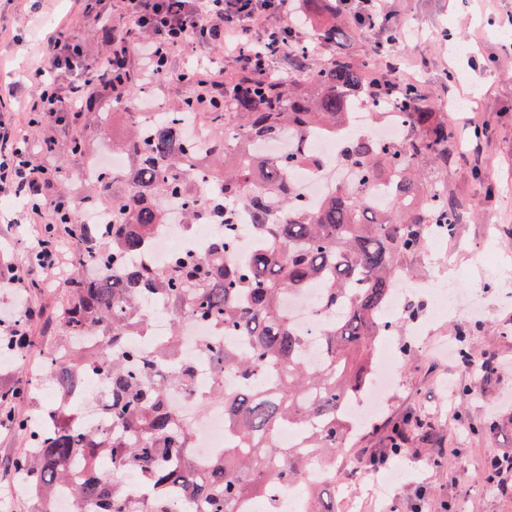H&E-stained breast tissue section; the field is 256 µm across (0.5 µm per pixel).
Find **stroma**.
I'll return each instance as SVG.
<instances>
[{"label": "stroma", "instance_id": "obj_1", "mask_svg": "<svg viewBox=\"0 0 512 512\" xmlns=\"http://www.w3.org/2000/svg\"><path fill=\"white\" fill-rule=\"evenodd\" d=\"M84 0H45L33 10L30 0H0V82L25 80L24 49L57 29L75 37L86 55L109 52L97 25L120 23L121 0H99L98 14L83 11ZM389 23L397 24L404 41L392 51L421 85L428 98L450 119L467 116L489 126L488 139L468 137L449 143L448 165L439 177L457 204L456 265H449L434 245L406 258L405 266L420 288L411 306L415 319L405 321L392 342L401 350L399 385L390 401L373 414L347 444L336 464V512H512V469L493 472L492 456L512 455V279L499 278L497 266L512 268V0H391ZM108 96L94 99L75 126H37L33 140L51 138L55 147L43 163L63 176L64 196L84 211L87 187L81 180L86 156L74 153L82 139L91 153L111 148L102 133L99 113L114 110ZM488 175L495 187L485 194L478 178ZM15 210L13 196L0 191V278L18 276V284L0 288V307L12 319L24 320L28 307L41 311L28 324L30 335L61 339L57 314L68 294L74 268L53 277L35 266L27 254L42 224L6 223ZM498 245L497 264L480 265L473 248L486 231ZM454 277L459 296L479 311L458 333L453 320L431 321L430 284ZM454 343L471 354L470 363L447 357L441 345ZM491 371H481L483 362ZM421 417L425 427L409 434L401 454L385 467H372L383 453L393 424L403 416ZM29 446L25 432L0 429V493L9 496L8 512H27L26 495L16 493L12 461ZM398 468L401 481L377 505H368L372 478Z\"/></svg>", "mask_w": 512, "mask_h": 512}]
</instances>
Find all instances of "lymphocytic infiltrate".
<instances>
[{"instance_id":"f902f5d3","label":"lymphocytic infiltrate","mask_w":512,"mask_h":512,"mask_svg":"<svg viewBox=\"0 0 512 512\" xmlns=\"http://www.w3.org/2000/svg\"><path fill=\"white\" fill-rule=\"evenodd\" d=\"M288 4L289 0H122L124 22L111 32V51L93 57L86 56L71 36L46 33L38 46L40 64L33 74L36 90L26 127H0V190L23 200L16 223L31 224L42 216L39 201L50 197L56 180L37 159L38 153H50L54 143L46 140L40 150H33L30 128L76 122L90 89L103 94L111 90L114 68L123 57H137L143 80L166 74L179 81L187 75L212 97L224 93V70L203 54L204 45L221 47L225 60L239 70L252 72L261 65L266 75H274L273 60L291 50L278 37L283 24L292 20ZM178 53L185 56L186 65L174 71L170 63ZM88 72L94 74L95 85L84 82Z\"/></svg>"}]
</instances>
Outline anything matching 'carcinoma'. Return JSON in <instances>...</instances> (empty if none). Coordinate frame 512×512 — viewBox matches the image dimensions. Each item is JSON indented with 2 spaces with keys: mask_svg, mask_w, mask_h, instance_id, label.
Wrapping results in <instances>:
<instances>
[{
  "mask_svg": "<svg viewBox=\"0 0 512 512\" xmlns=\"http://www.w3.org/2000/svg\"><path fill=\"white\" fill-rule=\"evenodd\" d=\"M288 32L298 38L287 59L288 80L242 73L227 65L224 106L204 100L185 84L192 115L234 133L209 136L205 144L184 135L183 108L142 110L150 86L136 81L126 64L117 88V106L127 122L118 148L129 158L120 175L97 172L88 183L100 207L112 211L108 237L89 235L78 212L62 220L83 242L81 263L90 270L70 283L59 311L66 344L41 346L45 379L64 394L46 427L29 426L10 410L35 383L0 386V428L25 431L31 448L14 468L31 490L28 512H52L65 484L77 487L80 512H169L177 485L203 502L204 512H249L248 505L273 485L301 490L297 512H335L331 495L336 456L347 445L348 424L341 413L373 363L375 340L395 330L384 317L395 291L401 261L420 251L435 224L456 230V207L435 173L448 165V116L436 111L418 84L383 67L386 42L357 59L341 52L350 39L343 17L334 20L331 0H306ZM319 45L328 58L317 63L307 48ZM395 84L391 108L408 124L400 143L349 139L346 161L364 185L355 192L336 187L310 207L288 180L301 161L287 151L264 157L252 147L285 132L302 137L322 131L343 133L350 125L349 98L369 97L373 87ZM389 188L385 202L370 206V189ZM177 201L188 226L210 220L224 225L206 257L190 251L174 255L167 268L140 263L147 242L163 223L166 204ZM250 209L251 224L235 222L238 207ZM255 240L249 258L225 262L245 229ZM320 289L327 318L319 343L320 362L303 351L309 338L290 323L284 300L306 288ZM151 292L174 317L218 327L243 346L207 340L204 355L222 376L230 368L240 388L211 387L202 405L224 406L228 442L208 462L188 452L187 423L175 418L169 391L194 378L190 362L177 356L175 336L158 355L135 340L149 341L140 292ZM339 316H334L336 311ZM110 379L106 426L93 429L73 411L83 375ZM311 429L299 448L277 441L284 425ZM323 461L328 484L306 482L308 454ZM146 487L150 503L127 491L125 478Z\"/></svg>",
  "mask_w": 512,
  "mask_h": 512,
  "instance_id": "1",
  "label": "carcinoma"
}]
</instances>
